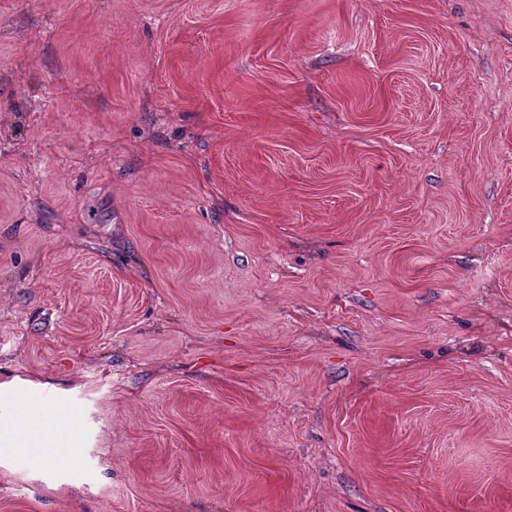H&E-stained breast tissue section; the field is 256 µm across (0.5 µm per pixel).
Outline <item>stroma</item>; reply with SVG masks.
Wrapping results in <instances>:
<instances>
[{
	"label": "stroma",
	"instance_id": "35a3bbf8",
	"mask_svg": "<svg viewBox=\"0 0 512 512\" xmlns=\"http://www.w3.org/2000/svg\"><path fill=\"white\" fill-rule=\"evenodd\" d=\"M0 512H512V0H0Z\"/></svg>",
	"mask_w": 512,
	"mask_h": 512
}]
</instances>
